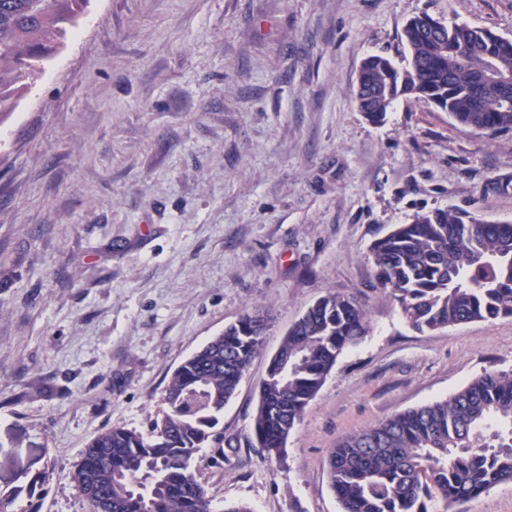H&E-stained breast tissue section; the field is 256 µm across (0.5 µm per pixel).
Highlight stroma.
<instances>
[{"label": "stroma", "mask_w": 512, "mask_h": 512, "mask_svg": "<svg viewBox=\"0 0 512 512\" xmlns=\"http://www.w3.org/2000/svg\"><path fill=\"white\" fill-rule=\"evenodd\" d=\"M422 13L512 39V0H91L0 119V503L91 512L70 474L109 427L149 434L173 371L254 306L265 354L201 449L213 512H340L337 442L512 369V318L421 333L370 247L420 212L512 222V131L400 95L354 104L371 55L406 67ZM364 304L282 456L252 442L267 358L317 299Z\"/></svg>", "instance_id": "stroma-1"}]
</instances>
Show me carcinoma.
Segmentation results:
<instances>
[{
    "label": "carcinoma",
    "mask_w": 512,
    "mask_h": 512,
    "mask_svg": "<svg viewBox=\"0 0 512 512\" xmlns=\"http://www.w3.org/2000/svg\"><path fill=\"white\" fill-rule=\"evenodd\" d=\"M90 0H0V115L36 84ZM408 68L372 55L355 101L380 122L401 94L434 104L457 123L493 136L512 131V41L466 24L407 21ZM376 280L419 332L512 318V223L437 208L399 224L371 247ZM268 315L245 313L173 372L166 410L151 435L111 427L86 445L71 474L93 512H212L195 476L196 455L221 445L224 405L264 351ZM368 333L364 309L335 293L288 329L270 359L252 428L279 456L340 355ZM328 480L341 512H429L459 507L512 483V371L486 372L444 400L395 414L350 435L330 453Z\"/></svg>",
    "instance_id": "carcinoma-1"
}]
</instances>
